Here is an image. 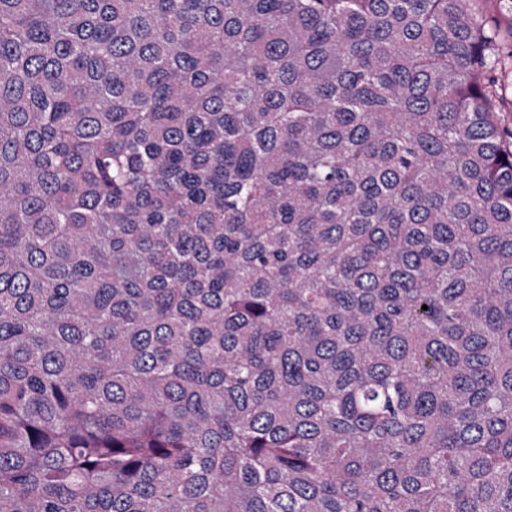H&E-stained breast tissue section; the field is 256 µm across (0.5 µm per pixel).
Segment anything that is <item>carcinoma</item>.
<instances>
[{"mask_svg": "<svg viewBox=\"0 0 512 512\" xmlns=\"http://www.w3.org/2000/svg\"><path fill=\"white\" fill-rule=\"evenodd\" d=\"M480 2L0 0V512H512Z\"/></svg>", "mask_w": 512, "mask_h": 512, "instance_id": "1", "label": "carcinoma"}]
</instances>
